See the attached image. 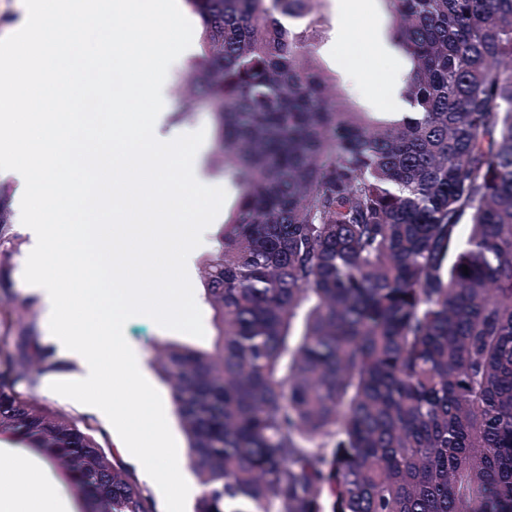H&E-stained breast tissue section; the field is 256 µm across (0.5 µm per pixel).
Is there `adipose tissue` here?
Masks as SVG:
<instances>
[{"mask_svg":"<svg viewBox=\"0 0 512 512\" xmlns=\"http://www.w3.org/2000/svg\"><path fill=\"white\" fill-rule=\"evenodd\" d=\"M0 453L11 459L0 471V512H77L69 483L33 449L5 443Z\"/></svg>","mask_w":512,"mask_h":512,"instance_id":"adipose-tissue-1","label":"adipose tissue"}]
</instances>
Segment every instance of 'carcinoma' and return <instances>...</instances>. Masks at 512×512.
Segmentation results:
<instances>
[{
    "instance_id": "1",
    "label": "carcinoma",
    "mask_w": 512,
    "mask_h": 512,
    "mask_svg": "<svg viewBox=\"0 0 512 512\" xmlns=\"http://www.w3.org/2000/svg\"><path fill=\"white\" fill-rule=\"evenodd\" d=\"M382 2L408 120L355 111L281 23L317 0H186L181 95L213 113L238 194L202 270L213 349L154 355L196 512H512V0ZM28 315L0 300V430L87 512H156L90 421L32 398L55 364Z\"/></svg>"
}]
</instances>
